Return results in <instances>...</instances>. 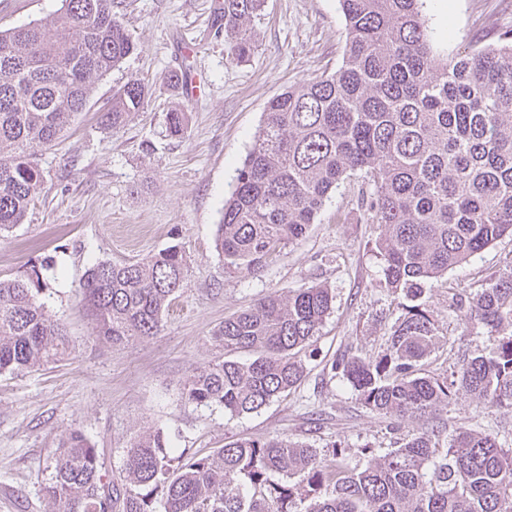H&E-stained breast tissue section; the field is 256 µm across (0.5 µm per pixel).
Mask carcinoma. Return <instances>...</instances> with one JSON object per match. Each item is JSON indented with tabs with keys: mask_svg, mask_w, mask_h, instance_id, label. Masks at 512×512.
I'll use <instances>...</instances> for the list:
<instances>
[{
	"mask_svg": "<svg viewBox=\"0 0 512 512\" xmlns=\"http://www.w3.org/2000/svg\"><path fill=\"white\" fill-rule=\"evenodd\" d=\"M423 2L339 0L347 30L341 66L270 99L216 239L224 269L259 265L301 238L344 180L363 178L371 191L358 205L383 228L376 246L385 283L412 304L379 359L349 349L331 370L365 407L401 419L430 414L458 391L512 409V264L459 305L496 348L462 352L446 377L425 369L440 335L418 302L424 284L512 236V38L437 54ZM263 3L221 0L213 11L232 58L254 54ZM134 48L112 0H62L45 20L0 31V232L23 223L41 192L38 153ZM147 94L136 79L113 89L104 125L123 128ZM189 121L190 113L171 109L170 135L184 136ZM43 269L0 280V375L67 352L65 326L38 300L49 288ZM185 269L175 245L140 261L93 264L83 289L97 336L116 347L157 335ZM332 302L330 289L315 285L225 319L215 341L253 360L222 358L196 370L185 401L240 416L296 388L306 373L300 353ZM105 454L82 431L68 432L44 487L54 512H512V448L470 429L445 444L436 429L409 434L360 471L341 466L336 452L327 458L285 438L240 439L204 455L144 431L110 481L101 473Z\"/></svg>",
	"mask_w": 512,
	"mask_h": 512,
	"instance_id": "cac0c4a2",
	"label": "carcinoma"
}]
</instances>
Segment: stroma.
Instances as JSON below:
<instances>
[{
    "label": "stroma",
    "instance_id": "stroma-1",
    "mask_svg": "<svg viewBox=\"0 0 512 512\" xmlns=\"http://www.w3.org/2000/svg\"><path fill=\"white\" fill-rule=\"evenodd\" d=\"M135 49L99 84L85 112L38 155L43 189L22 224L0 234V279L51 262L42 300L64 323L63 360L0 375V512H51L43 487L48 459L65 433L81 430L107 455L102 473L123 466L130 439L160 429L172 446L209 452L237 440H300L321 455L362 470L371 455L394 448L409 431L465 427L512 439V411L459 394L426 419L386 418L366 408L331 363L355 348L379 358L406 302L383 280L376 248L380 225L357 206L362 180L351 177L299 240L262 266L225 270L217 225L236 170L250 150L269 100L284 88L336 71L347 31L338 0H265L254 22L257 49L233 60L210 21L211 0H115ZM61 0H0V30L38 21ZM433 46L458 51L497 44L512 32V0H426ZM189 72L196 98L172 90L170 73ZM141 80L149 95L119 132L100 115L113 87ZM191 114L184 137H171L174 102ZM179 245L188 268L183 288L155 337L115 347L95 335L80 285L94 263L138 261ZM512 263L503 238L424 288L421 300L439 327L441 347L427 365L450 372L459 352L490 351L496 341L461 320L453 297H471ZM321 284L332 310L305 350V380L256 412L186 403L182 387L195 369L222 355L214 330L225 317L271 294Z\"/></svg>",
    "mask_w": 512,
    "mask_h": 512
}]
</instances>
